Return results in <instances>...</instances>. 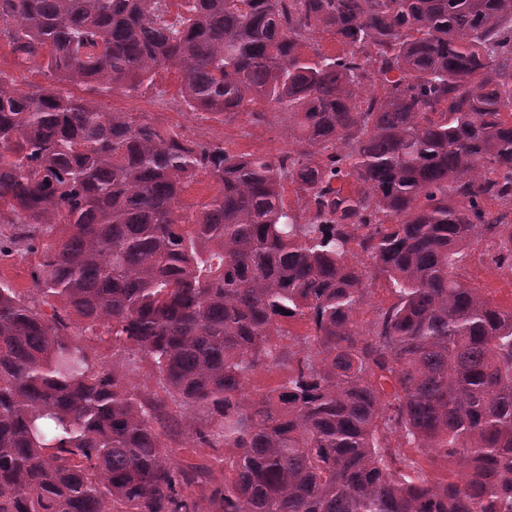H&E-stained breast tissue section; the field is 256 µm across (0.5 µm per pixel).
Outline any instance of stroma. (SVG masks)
Returning a JSON list of instances; mask_svg holds the SVG:
<instances>
[{"label": "stroma", "mask_w": 512, "mask_h": 512, "mask_svg": "<svg viewBox=\"0 0 512 512\" xmlns=\"http://www.w3.org/2000/svg\"><path fill=\"white\" fill-rule=\"evenodd\" d=\"M0 72L5 73L13 86L30 92L48 83L41 66L34 61L19 63L6 42H0ZM183 76L174 68L158 70L153 83L130 92L93 90L85 85L59 83L63 94L94 100L104 111L133 112L139 103L165 95L167 110L155 114L160 125L176 129L183 135L201 133L204 141L223 143L233 153L256 152L278 154L288 147L284 113L270 109L263 122H253L250 113L241 112L216 120L211 115L190 110L182 97ZM462 277L473 287L482 289L493 303L506 308L512 306V271L496 268L488 261L472 257L461 268ZM173 461L180 466L210 465L216 481L224 479V451L220 448H201L185 439L173 442L170 450Z\"/></svg>", "instance_id": "stroma-1"}]
</instances>
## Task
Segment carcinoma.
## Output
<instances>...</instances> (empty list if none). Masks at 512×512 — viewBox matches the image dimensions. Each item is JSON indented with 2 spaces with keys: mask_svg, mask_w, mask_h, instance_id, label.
Returning a JSON list of instances; mask_svg holds the SVG:
<instances>
[{
  "mask_svg": "<svg viewBox=\"0 0 512 512\" xmlns=\"http://www.w3.org/2000/svg\"><path fill=\"white\" fill-rule=\"evenodd\" d=\"M159 3L0 0V39L57 82L174 67L193 111L283 110L294 157L0 73V255L50 240L27 293L0 280V512H204L178 429L224 446L217 512H512V319L458 273L483 239L512 271V0ZM200 173L216 194L184 211ZM379 278L394 301L365 322ZM99 329L110 364L82 342ZM408 455L415 458L425 472L432 478H445L453 470V465L445 461H430L426 455L416 448H404Z\"/></svg>",
  "mask_w": 512,
  "mask_h": 512,
  "instance_id": "obj_1",
  "label": "carcinoma"
}]
</instances>
